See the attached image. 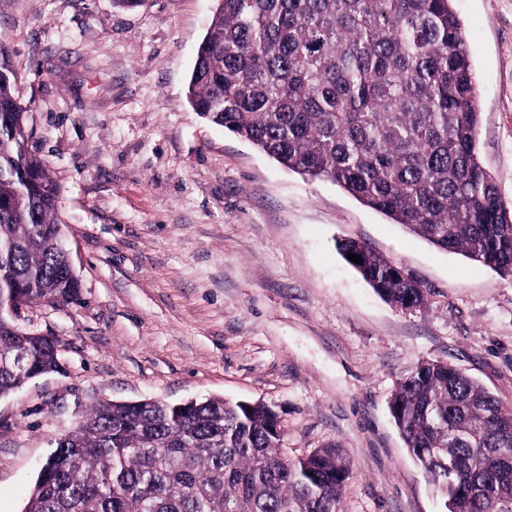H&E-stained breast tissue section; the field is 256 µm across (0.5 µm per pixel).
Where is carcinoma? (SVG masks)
Here are the masks:
<instances>
[{
  "label": "carcinoma",
  "mask_w": 512,
  "mask_h": 512,
  "mask_svg": "<svg viewBox=\"0 0 512 512\" xmlns=\"http://www.w3.org/2000/svg\"><path fill=\"white\" fill-rule=\"evenodd\" d=\"M453 0H219L187 97L282 166L329 180L430 244L512 275V207L479 159L480 112ZM0 44V309L71 303L79 283L56 220L59 189L29 146L27 107ZM342 256L387 302L426 289L365 242ZM59 342L0 317V396L56 365ZM391 416L445 512H512V408L456 367L422 361ZM278 415L222 398L93 408L58 439L24 512H340L337 448L280 451ZM441 449L440 455L428 452Z\"/></svg>",
  "instance_id": "carcinoma-1"
}]
</instances>
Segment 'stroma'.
Here are the masks:
<instances>
[{
  "label": "stroma",
  "mask_w": 512,
  "mask_h": 512,
  "mask_svg": "<svg viewBox=\"0 0 512 512\" xmlns=\"http://www.w3.org/2000/svg\"><path fill=\"white\" fill-rule=\"evenodd\" d=\"M469 46L479 155L512 204V0H453ZM215 0H0L33 150L61 192L79 279L20 327L56 337L59 371L0 396V512L102 400L222 397L278 414L295 458L351 464L341 512H443L389 409L419 362L451 364L512 407V276L289 171L187 99ZM364 241L427 290L385 302L337 250Z\"/></svg>",
  "instance_id": "stroma-1"
}]
</instances>
